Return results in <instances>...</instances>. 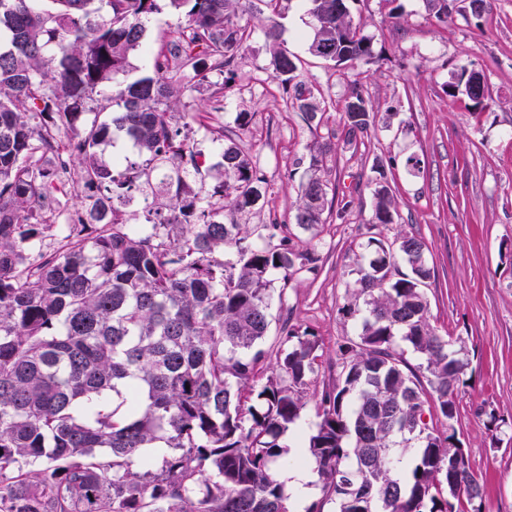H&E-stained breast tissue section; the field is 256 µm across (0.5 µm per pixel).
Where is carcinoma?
Here are the masks:
<instances>
[{
	"label": "carcinoma",
	"instance_id": "obj_1",
	"mask_svg": "<svg viewBox=\"0 0 512 512\" xmlns=\"http://www.w3.org/2000/svg\"><path fill=\"white\" fill-rule=\"evenodd\" d=\"M161 1L189 33L157 53L153 75L115 92L112 123L92 120L59 150L90 93L129 71ZM34 2L0 0V512H290L275 470L318 343L283 326L276 370L261 384L262 344L272 274L285 289L298 273L317 274L320 258L278 236L279 225L252 222L266 179L249 151L223 146L211 193L219 201L206 202L210 171L181 137L194 118L180 109L185 92L233 73L245 0ZM305 2L311 54L324 50L337 67L373 56L372 39L337 7L344 0ZM427 3L442 22L460 11L456 0ZM266 36L273 76L315 117V87L274 28ZM473 79L450 93L481 102L485 84ZM343 112L347 140L367 137L374 115L356 81ZM114 129L141 157L122 171L97 152ZM320 156L311 150L297 206L303 228L328 209ZM73 168L79 223L46 253L63 215L57 184ZM377 173L373 220L387 225L395 200L384 168ZM136 194L155 205L140 228L122 210ZM426 250L413 234L373 238L350 271L343 311L361 329L339 348L341 370L321 391L307 446L336 512H466L481 498L456 429L424 420L427 411L457 416L470 364L462 338L429 323ZM404 427L417 447L406 469L396 443ZM146 448L166 452L156 462Z\"/></svg>",
	"mask_w": 512,
	"mask_h": 512
}]
</instances>
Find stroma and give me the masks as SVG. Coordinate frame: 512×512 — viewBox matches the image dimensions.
Returning <instances> with one entry per match:
<instances>
[{
  "label": "stroma",
  "mask_w": 512,
  "mask_h": 512,
  "mask_svg": "<svg viewBox=\"0 0 512 512\" xmlns=\"http://www.w3.org/2000/svg\"><path fill=\"white\" fill-rule=\"evenodd\" d=\"M354 22L372 35L376 54L354 67H336L308 51L313 20L303 0L281 16L246 12L248 37L234 80L223 96L204 90L184 96L196 118L186 130L206 165L219 160L221 139L242 142L267 185L257 223L286 225L293 243L321 257L317 274L290 281L270 302L264 342L275 362L283 319L314 334L319 359L307 404L283 436L287 446L306 441L317 421L325 383L338 373L339 345L356 338L360 321L344 314L349 272L369 237L408 233L427 245L434 268L425 294L438 334L463 337L470 365L459 389L457 436L482 484V512H512V0H491L488 15L468 13L439 21L426 0H345ZM278 24L280 41L296 56L303 79L314 81L326 109L315 119L294 107L269 67L266 31ZM183 17L168 9L147 25V50L138 52L119 82L93 93L89 108L112 119L118 84L153 74L161 46L180 36ZM480 72L486 95L475 104L445 86L462 69ZM360 80L376 126L365 143L348 142L342 106L351 80ZM252 113L248 129L234 122ZM323 148L322 175L336 210L306 229L295 221L311 148ZM420 161L418 170L405 164ZM384 167L397 198L393 224L373 223V181Z\"/></svg>",
  "instance_id": "35a3bbf8"
}]
</instances>
